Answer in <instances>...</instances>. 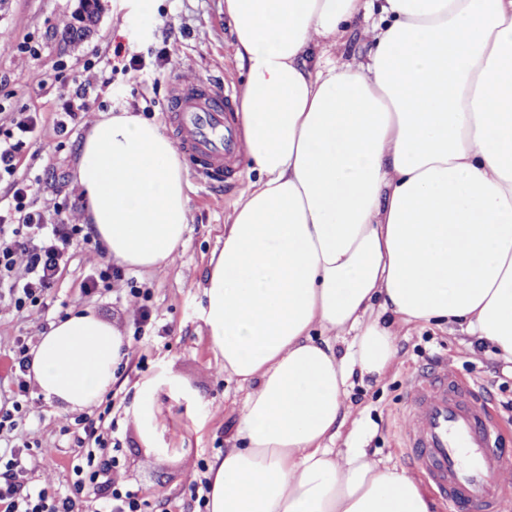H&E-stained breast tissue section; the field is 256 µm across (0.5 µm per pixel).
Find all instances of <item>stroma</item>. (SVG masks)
Returning a JSON list of instances; mask_svg holds the SVG:
<instances>
[{"instance_id":"stroma-1","label":"stroma","mask_w":512,"mask_h":512,"mask_svg":"<svg viewBox=\"0 0 512 512\" xmlns=\"http://www.w3.org/2000/svg\"><path fill=\"white\" fill-rule=\"evenodd\" d=\"M80 0H0V130L13 119L34 117L38 137L16 160L13 177L0 179V205L11 201L10 183L32 185L31 209L48 223L70 219L78 191L73 185L80 144L99 113L134 112L164 125L171 82L190 75L199 82H230L240 92L245 72L235 61L234 24L224 0H100L95 35L76 44L64 39L61 23L75 18ZM141 57V71L128 69ZM85 84L90 112L59 132L65 108L61 79ZM247 160L224 188L202 183L191 166L183 175L194 221L175 261L165 271L123 269L111 287L91 295L83 281L95 271L94 244L75 249L45 309L19 312L0 302V400L14 389L8 366L17 340L35 344L46 326L70 310L89 307L126 337L129 356L112 386V403H97L88 417L107 412L103 433L115 448L113 478L135 492L142 512H199L191 496L214 455L230 447L244 396L236 378L224 373L211 349L204 321L202 286L210 253L224 238V224L247 181ZM149 295L147 322L129 302L130 289ZM396 356L379 381L354 380L345 399L350 420L361 424L368 455L392 469L408 470L399 446L405 397L413 372L439 360L457 378L484 391L499 447L512 453V369L479 339L461 344L458 334L435 325L393 320ZM152 381L151 408L159 427L150 432L135 416L139 389ZM28 416L19 432L29 443L23 479L34 488L66 492L71 463L85 453L77 441L76 415L62 412L36 391L27 396Z\"/></svg>"}]
</instances>
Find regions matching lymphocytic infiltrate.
Segmentation results:
<instances>
[{
  "label": "lymphocytic infiltrate",
  "instance_id": "1",
  "mask_svg": "<svg viewBox=\"0 0 512 512\" xmlns=\"http://www.w3.org/2000/svg\"><path fill=\"white\" fill-rule=\"evenodd\" d=\"M34 130L33 119L25 117L0 136V178L8 175L14 179L13 203L6 214H0V299H8L18 311L44 307L72 257V247L84 232L80 224L46 223L42 212L28 206L29 185L14 178L17 156ZM30 361L28 344L18 341L11 366L17 381L16 398L11 407L0 406V432L15 430L26 417L21 399L29 392L26 374ZM21 465L22 455L16 447H7L0 454V512H78L89 487L103 499L99 512H139L135 494L116 487L111 463L94 454L73 461L75 480L64 495L19 481Z\"/></svg>",
  "mask_w": 512,
  "mask_h": 512
}]
</instances>
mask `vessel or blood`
<instances>
[{"label": "vessel or blood", "instance_id": "obj_1", "mask_svg": "<svg viewBox=\"0 0 512 512\" xmlns=\"http://www.w3.org/2000/svg\"><path fill=\"white\" fill-rule=\"evenodd\" d=\"M171 97L174 108L167 120L178 147L191 157L203 183L223 186L232 163L244 153L231 87L179 76ZM406 415L403 441L415 471L456 512H502L503 490L512 484V457L497 446L479 388L461 384L439 364L416 372Z\"/></svg>", "mask_w": 512, "mask_h": 512}]
</instances>
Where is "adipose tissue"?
Here are the masks:
<instances>
[{"mask_svg":"<svg viewBox=\"0 0 512 512\" xmlns=\"http://www.w3.org/2000/svg\"><path fill=\"white\" fill-rule=\"evenodd\" d=\"M247 71L236 111L248 180L203 286L211 348L244 392L237 446L208 466V512H433L420 484L347 429L353 373L383 375L375 317L434 322L512 363V0H224ZM378 15L353 64L313 61ZM75 182L117 264L159 272L193 215L158 126L95 120ZM345 341V352L336 344ZM120 330L89 308L30 350L42 398L112 389ZM349 447H338L340 436Z\"/></svg>","mask_w":512,"mask_h":512,"instance_id":"1","label":"adipose tissue"}]
</instances>
